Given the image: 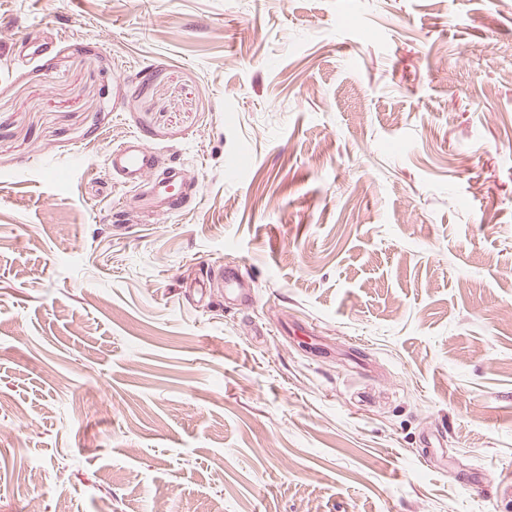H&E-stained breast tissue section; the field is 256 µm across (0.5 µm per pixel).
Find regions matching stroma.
<instances>
[{
  "instance_id": "stroma-1",
  "label": "stroma",
  "mask_w": 512,
  "mask_h": 512,
  "mask_svg": "<svg viewBox=\"0 0 512 512\" xmlns=\"http://www.w3.org/2000/svg\"><path fill=\"white\" fill-rule=\"evenodd\" d=\"M134 134L191 205L113 180ZM508 472L506 0H0V512H512ZM215 278L224 281V290L226 293L235 294L244 301H250L251 303L256 302V291L250 288H242L237 273L234 270H224L223 268L218 269L216 273L213 269H210L209 274H207V284Z\"/></svg>"
}]
</instances>
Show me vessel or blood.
I'll return each instance as SVG.
<instances>
[{
    "label": "vessel or blood",
    "instance_id": "vessel-or-blood-1",
    "mask_svg": "<svg viewBox=\"0 0 512 512\" xmlns=\"http://www.w3.org/2000/svg\"><path fill=\"white\" fill-rule=\"evenodd\" d=\"M109 161L113 176L122 183L138 186L151 181L153 198L163 206H172L185 197L184 192L176 188L178 176L175 169H168L165 177H157L160 153L141 136H130L113 148ZM216 277L223 281L226 292L246 301H256V291L242 287L234 270H218Z\"/></svg>",
    "mask_w": 512,
    "mask_h": 512
}]
</instances>
